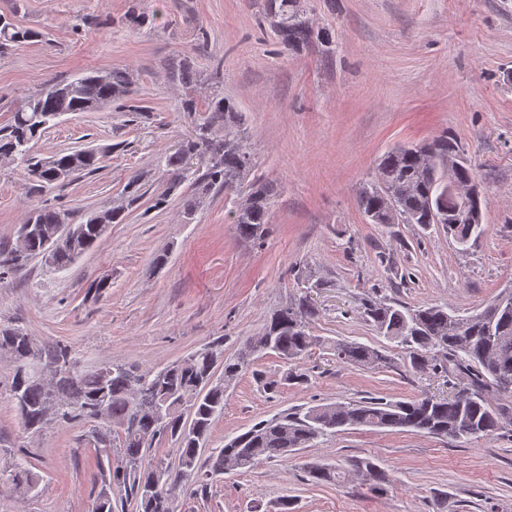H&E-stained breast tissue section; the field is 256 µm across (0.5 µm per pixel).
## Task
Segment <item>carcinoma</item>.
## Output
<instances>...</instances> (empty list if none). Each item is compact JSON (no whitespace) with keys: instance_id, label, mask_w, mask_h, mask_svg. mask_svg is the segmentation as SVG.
I'll return each instance as SVG.
<instances>
[{"instance_id":"cac0c4a2","label":"carcinoma","mask_w":512,"mask_h":512,"mask_svg":"<svg viewBox=\"0 0 512 512\" xmlns=\"http://www.w3.org/2000/svg\"><path fill=\"white\" fill-rule=\"evenodd\" d=\"M270 16L285 51H298L316 41L330 48L327 31H314L301 9L300 0H266ZM41 37L33 29L0 17V53L14 44ZM130 73L123 68L81 75L69 81L46 84L36 94L22 98L8 120L0 126V158L10 160L27 178L30 189L41 192L63 183L61 170L69 177L90 174L102 168V154L95 149L59 151L49 157L33 150L32 142L46 132V117L72 112H90L128 92ZM186 112H205L194 134L180 142L166 156V167L175 178L158 196L154 207L165 205L177 189L189 161H197L205 189L216 188L233 195L227 211L228 223L236 226L238 237L256 246L262 244L267 225L272 223V205L278 187L253 177L257 152L249 140L245 117L237 103L220 92L205 96L198 107L193 96L182 102ZM224 129L221 137L214 128ZM476 168L461 140L444 130L418 153L404 146L387 151L377 164L375 177L360 184L357 204L371 224H440L448 237L467 247L483 232L490 205L487 192L462 209L458 196L448 191V183L461 186L475 180ZM124 203L103 209L109 224L124 221L125 210L142 196L141 175H132L125 185ZM26 230L27 255L12 257L13 240H0V279L42 254L57 225L69 223L66 209L44 204L32 209ZM104 232L91 219L80 224L79 236L52 249L51 267L68 269L89 251ZM363 315L378 335L397 344L407 355L412 369L448 372L453 366L457 380L454 397L427 402L422 393L405 401L369 398L347 403L318 404L301 412H286L255 423L247 431L224 443V447L201 463V451L215 421L224 413V384L210 381L215 362L224 365V377L251 372L264 392L275 396L290 381L303 383L306 375L291 371L271 379L256 368V360L272 352L296 362L305 357L318 337L312 334L317 310L300 296L272 312L261 335L272 337V346L252 350L246 342L238 353L224 357L223 345L211 342L187 359L161 369L141 371L133 365L108 361L91 370L77 366L70 346L54 341L38 346L20 327L0 328V355L13 364L9 394L23 430L35 434L42 429V416L49 400L57 405L55 422L61 425L96 424V466L101 487L94 512H114L112 496L122 493L121 502H131L137 512H176L175 499L187 480L199 487L224 473V459L239 458L238 467H252L274 458L286 457L299 448H308L339 428L373 427L393 431H413L464 442L486 439L503 433L512 424V390L499 388V380L512 379V294L503 291L485 304L477 315L482 321L466 323L458 313L438 305L407 306L378 296L373 289L361 298ZM336 359L351 366H384L389 355L381 347L355 341L336 343ZM53 365L58 370L51 386H45L33 366ZM192 415L184 420V412ZM167 439L176 445L174 464L150 458L155 440ZM30 455L22 451L9 480L27 491L39 480L32 470ZM374 488L390 478L370 459H356ZM350 463L328 465L311 462L305 472L314 484L328 485L346 479ZM165 471L172 492L156 500L147 495L152 472Z\"/></svg>"}]
</instances>
